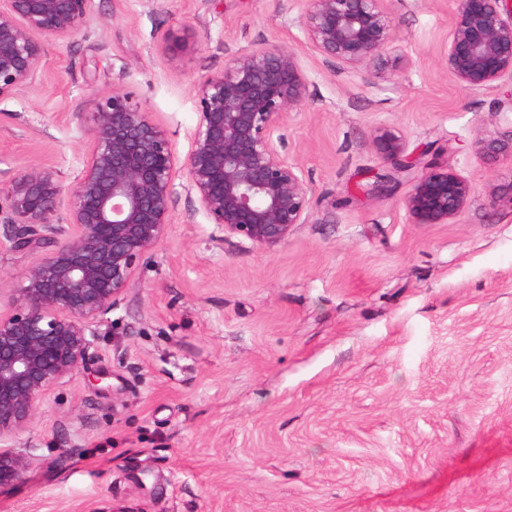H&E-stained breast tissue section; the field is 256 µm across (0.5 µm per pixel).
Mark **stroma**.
I'll use <instances>...</instances> for the list:
<instances>
[{
	"mask_svg": "<svg viewBox=\"0 0 512 512\" xmlns=\"http://www.w3.org/2000/svg\"><path fill=\"white\" fill-rule=\"evenodd\" d=\"M413 59L383 82L301 44L295 0H94L86 33L47 46L35 86L0 101V181L34 162L71 186L82 126L133 93L185 156L197 88L227 59L293 47L311 84L289 156L314 196L273 250L224 237L184 178L173 219L72 379L16 440L35 466L0 512H512V168L480 158L507 132L512 80L470 93L442 57L452 0H393ZM389 125L475 186L448 224H413L370 189ZM105 371L110 389L88 378Z\"/></svg>",
	"mask_w": 512,
	"mask_h": 512,
	"instance_id": "obj_1",
	"label": "stroma"
}]
</instances>
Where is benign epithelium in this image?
Wrapping results in <instances>:
<instances>
[{
    "instance_id": "benign-epithelium-1",
    "label": "benign epithelium",
    "mask_w": 512,
    "mask_h": 512,
    "mask_svg": "<svg viewBox=\"0 0 512 512\" xmlns=\"http://www.w3.org/2000/svg\"><path fill=\"white\" fill-rule=\"evenodd\" d=\"M94 0H0V101L37 81L48 42L85 34ZM305 47L332 65L364 69L388 82L412 65L394 45L391 0H299ZM444 51L452 80L486 91L512 78V0H453ZM310 81L291 47L231 56L197 89L199 124L184 158L129 92L114 91L91 113V150L72 187L32 164L0 185L5 239L32 253L16 286L0 280V486L22 480L33 455L13 441L39 405L85 363L102 327L124 300L149 252L171 224L175 180L183 176L196 211L228 237L271 250L309 220L313 201L303 169L286 150L288 114ZM387 164L374 188L391 194L399 178L435 151L412 156L390 126L373 131ZM481 157L512 167V131L475 142ZM474 193L466 177L426 164L403 200L413 224H447ZM65 213L66 223L55 218Z\"/></svg>"
}]
</instances>
